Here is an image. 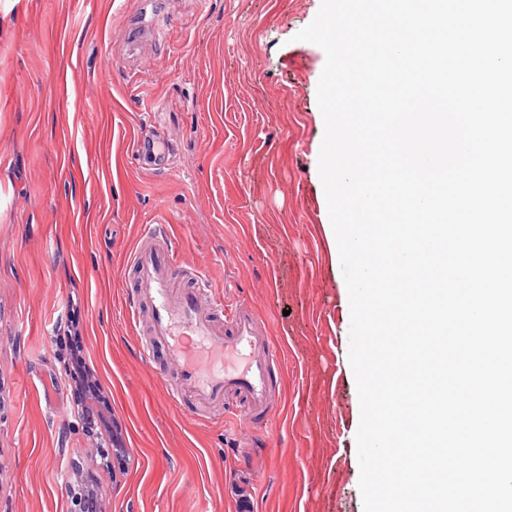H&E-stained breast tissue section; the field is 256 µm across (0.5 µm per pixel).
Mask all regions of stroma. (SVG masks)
Masks as SVG:
<instances>
[{"mask_svg":"<svg viewBox=\"0 0 512 512\" xmlns=\"http://www.w3.org/2000/svg\"><path fill=\"white\" fill-rule=\"evenodd\" d=\"M321 0H169L168 43H126L142 0H0V512H74L91 442L68 338L112 406L107 512H363L350 304L318 161ZM164 133L168 159L132 143ZM157 224L223 326L246 304L282 360L280 409L176 403L131 255Z\"/></svg>","mask_w":512,"mask_h":512,"instance_id":"35a3bbf8","label":"stroma"}]
</instances>
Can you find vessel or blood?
Here are the masks:
<instances>
[{
    "label": "vessel or blood",
    "mask_w": 512,
    "mask_h": 512,
    "mask_svg": "<svg viewBox=\"0 0 512 512\" xmlns=\"http://www.w3.org/2000/svg\"><path fill=\"white\" fill-rule=\"evenodd\" d=\"M147 23L155 40L166 41L174 27L164 0H147ZM139 293L151 307L155 336L163 341L180 379L198 402L220 405L226 392L248 402L246 421L274 415L280 394V361L266 326L248 306H237L218 331L197 295L173 296L171 273L177 257L161 231L148 229L133 254Z\"/></svg>",
    "instance_id": "obj_1"
}]
</instances>
